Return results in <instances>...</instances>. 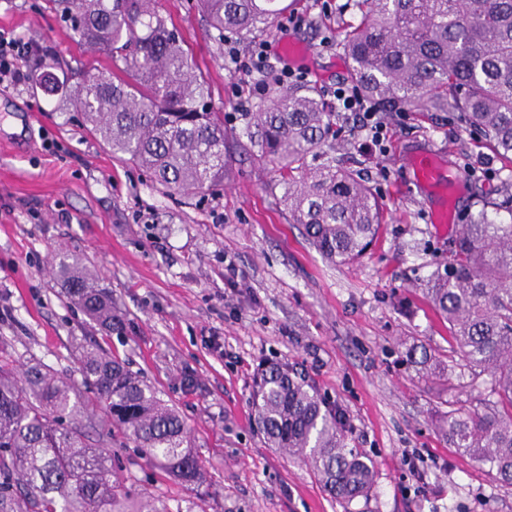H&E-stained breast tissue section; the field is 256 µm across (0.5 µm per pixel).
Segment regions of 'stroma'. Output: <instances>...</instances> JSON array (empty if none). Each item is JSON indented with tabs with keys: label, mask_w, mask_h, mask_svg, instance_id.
Wrapping results in <instances>:
<instances>
[{
	"label": "stroma",
	"mask_w": 512,
	"mask_h": 512,
	"mask_svg": "<svg viewBox=\"0 0 512 512\" xmlns=\"http://www.w3.org/2000/svg\"><path fill=\"white\" fill-rule=\"evenodd\" d=\"M151 4L202 73L211 111L227 115L224 185L168 193L112 155L76 113L33 94L29 81L0 85V356L43 362L64 378L78 376L87 345L118 356L180 413L207 475V512H512V485L437 431L453 407L484 411L487 376L468 387L463 368L427 376L405 361L412 346L450 357L448 326L422 290L447 264L451 233L430 223L434 200L409 185L403 158L430 148L461 171V214L479 196L512 187V165L445 112L408 113L382 155L337 121L315 161H336L376 187L386 222L364 257L329 264L288 223L276 172L256 159L244 122L231 116L242 100L262 111L268 95L236 83L224 58L229 44L196 0ZM288 13L302 17L291 34L312 50L308 85L324 94L349 80L336 37L358 17L356 0H290ZM0 29L36 50L53 47L76 71L110 65L47 0H0ZM48 141L57 153L45 150ZM66 253L110 288L123 331L99 329L70 303L54 272ZM269 363L293 367L336 403L351 446L372 463L370 495L337 500L303 462L268 447L252 391ZM408 451L420 457V476L407 466ZM130 473L157 487L171 512H194L196 490L144 462Z\"/></svg>",
	"instance_id": "stroma-1"
}]
</instances>
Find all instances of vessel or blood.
<instances>
[{
    "label": "vessel or blood",
    "instance_id": "obj_1",
    "mask_svg": "<svg viewBox=\"0 0 512 512\" xmlns=\"http://www.w3.org/2000/svg\"><path fill=\"white\" fill-rule=\"evenodd\" d=\"M404 162L413 182L433 192L437 199L436 206L430 213L431 222L443 226L453 223L461 178L448 174L443 157L433 150L410 154L405 157Z\"/></svg>",
    "mask_w": 512,
    "mask_h": 512
}]
</instances>
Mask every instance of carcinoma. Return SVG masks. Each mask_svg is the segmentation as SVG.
Listing matches in <instances>:
<instances>
[{
	"label": "carcinoma",
	"instance_id": "obj_1",
	"mask_svg": "<svg viewBox=\"0 0 512 512\" xmlns=\"http://www.w3.org/2000/svg\"><path fill=\"white\" fill-rule=\"evenodd\" d=\"M78 41L108 58L75 89L54 76L52 50L39 84L69 103L112 154L148 171L167 191L194 194L224 184V113L209 111L207 88L168 20L150 0H52ZM218 40L265 30L275 0H199ZM359 21L340 34L351 78L385 109L452 112L512 160V0H357ZM256 157L278 173L289 221L304 227L329 262L349 264L376 240L384 211L373 189L336 161L311 167L332 134L333 113L312 89H279L248 115ZM457 225L448 266L426 296L448 322L451 352L490 377L497 396L483 414L448 411L439 430L451 447L512 485V196L478 200ZM65 293L101 328L120 332L112 292L85 266L59 263ZM418 371L445 366L409 353ZM80 379L46 365L0 359V512H171L156 490L135 488L112 442L168 479L207 484L184 421L116 356L83 350ZM252 405L268 447L309 466L334 497H366L375 479L349 446L346 422L316 387L273 364L255 382Z\"/></svg>",
	"mask_w": 512,
	"mask_h": 512
}]
</instances>
